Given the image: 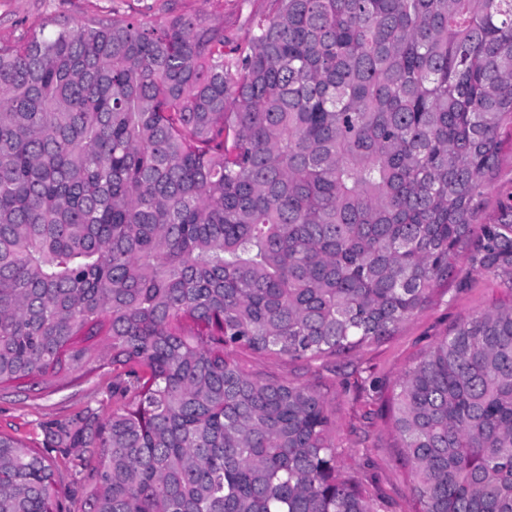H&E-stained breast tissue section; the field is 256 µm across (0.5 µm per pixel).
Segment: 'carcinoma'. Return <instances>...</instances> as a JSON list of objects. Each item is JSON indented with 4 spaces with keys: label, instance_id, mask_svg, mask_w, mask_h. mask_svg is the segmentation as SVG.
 <instances>
[{
    "label": "carcinoma",
    "instance_id": "obj_1",
    "mask_svg": "<svg viewBox=\"0 0 512 512\" xmlns=\"http://www.w3.org/2000/svg\"><path fill=\"white\" fill-rule=\"evenodd\" d=\"M43 19L0 44V390L112 368L81 512H375L317 361L396 333L458 249L512 292V202L478 223L512 125V0H270ZM420 512H512V301L400 380ZM62 475L0 432V512Z\"/></svg>",
    "mask_w": 512,
    "mask_h": 512
}]
</instances>
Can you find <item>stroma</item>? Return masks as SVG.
I'll return each mask as SVG.
<instances>
[{"instance_id": "obj_1", "label": "stroma", "mask_w": 512, "mask_h": 512, "mask_svg": "<svg viewBox=\"0 0 512 512\" xmlns=\"http://www.w3.org/2000/svg\"><path fill=\"white\" fill-rule=\"evenodd\" d=\"M267 0H0V43H12L49 15L81 20L96 14L162 17L171 13L223 14L224 25L246 34L252 17ZM502 151L497 174L486 189L482 208L494 215L512 197V127L500 131ZM498 280L472 268L460 254L447 283L436 287L431 302L387 339L365 345L351 356L307 364L285 359L273 362L241 356L250 371L274 373L292 381L329 390V408L336 420L335 441L346 477L357 483L379 512H417L408 467L400 462L391 407L397 382L408 368L457 322L503 298ZM111 369L92 373L81 383L40 398L14 391L0 395V432L37 448L66 469L77 460L64 455L56 437L59 427L76 416L104 420L112 411Z\"/></svg>"}]
</instances>
